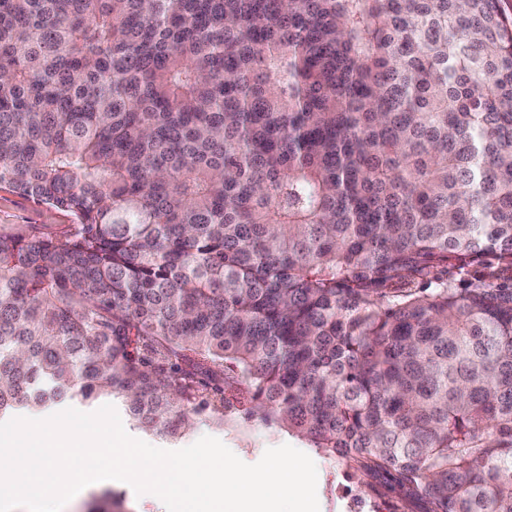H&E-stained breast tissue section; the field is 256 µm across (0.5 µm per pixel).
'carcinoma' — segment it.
Segmentation results:
<instances>
[{"instance_id": "1", "label": "carcinoma", "mask_w": 512, "mask_h": 512, "mask_svg": "<svg viewBox=\"0 0 512 512\" xmlns=\"http://www.w3.org/2000/svg\"><path fill=\"white\" fill-rule=\"evenodd\" d=\"M0 188L77 221L0 235V419L242 413L512 512L502 0H0Z\"/></svg>"}]
</instances>
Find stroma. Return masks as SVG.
Masks as SVG:
<instances>
[{
    "mask_svg": "<svg viewBox=\"0 0 512 512\" xmlns=\"http://www.w3.org/2000/svg\"><path fill=\"white\" fill-rule=\"evenodd\" d=\"M74 222L75 218L69 212L0 189V235L29 238L60 234ZM123 426L132 437L167 450L181 449L202 436H212L248 464L258 462L267 448L283 444L307 452L317 467L319 512H423L421 505L398 494L389 480L371 476L354 464L307 447L295 433L281 427L266 426L257 421H229L220 426L204 414L199 416L191 433L173 440L138 429L128 420Z\"/></svg>",
    "mask_w": 512,
    "mask_h": 512,
    "instance_id": "stroma-1",
    "label": "stroma"
}]
</instances>
